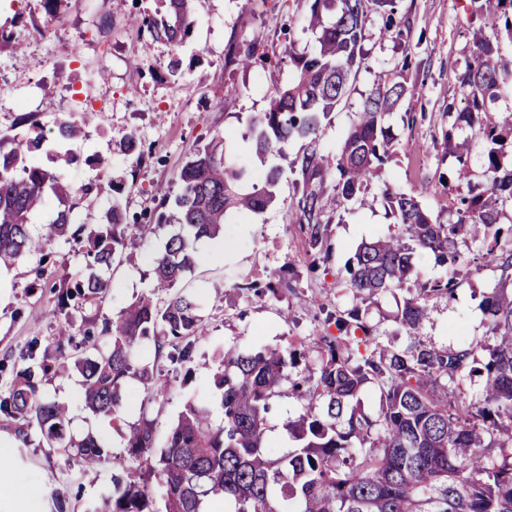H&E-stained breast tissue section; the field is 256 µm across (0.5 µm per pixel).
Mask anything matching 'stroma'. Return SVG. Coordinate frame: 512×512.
<instances>
[{"label":"stroma","mask_w":512,"mask_h":512,"mask_svg":"<svg viewBox=\"0 0 512 512\" xmlns=\"http://www.w3.org/2000/svg\"><path fill=\"white\" fill-rule=\"evenodd\" d=\"M156 8V0H61L50 15L41 0H0V29L27 42L20 54L0 49V136L27 132L28 126L20 122L25 115L48 131L61 118L80 116V101L95 108L83 137L65 146L74 158L67 168L70 181L97 186L92 196L68 199L74 224L103 222L116 197L129 215L158 212L154 186H177L179 172L195 151L227 130L235 134L230 151L246 166L252 182L264 178L246 138L248 123L266 110L274 87L292 76L285 45L301 49L312 43L304 30L309 0H279L275 5L265 0L250 12L242 11L241 0H202L180 52L183 77L177 83L167 71L169 47L139 32L144 14ZM487 15L485 0H398L402 35L397 39L383 36L381 17H369L362 42L365 64L325 122L320 146L326 151L337 148L374 81L404 78L410 92L389 118L396 135L394 155L368 187L372 205L332 216L331 259L323 270L313 269L297 226L286 221L294 194L288 171L279 183L277 202L267 211L232 218L223 237L199 242L209 257L180 288L200 298L208 334L197 343L189 370L169 372L171 390L158 419L159 432L176 423L188 400L215 399V356L226 343L257 350L302 339L309 363H318L317 336L327 315L352 305L340 280L356 244L394 230L380 200L384 187L418 196L441 221L450 219L457 162L441 147V130L448 125L449 112L466 104L456 74L471 57V29L484 24ZM106 19L111 28L103 34L99 28ZM257 39L274 49L266 61L248 69L226 64L229 45L243 47ZM409 114L416 118L410 127L404 122ZM132 134L140 149L124 152ZM98 156L109 158L111 168L99 169L94 162ZM160 246V237L146 234L139 266L114 270L104 317L115 318L139 295L156 291L150 258ZM53 249L59 262L46 273L48 287L31 288L30 260L0 269V359L18 356L31 338L54 333L58 295L51 284L74 275L83 259L75 244L65 240L54 242ZM282 267L288 270L289 285L277 297L257 301L231 289L236 281L267 282ZM499 278L493 267L462 274L454 299L431 302L420 340L440 348L456 347L463 340L492 344L480 302ZM407 296V291L392 290L365 312L383 345L402 349L410 342L394 320ZM81 380L76 370L67 369L46 383L43 393L70 406L76 432L90 430L102 437L115 455L113 466L86 472L56 449L35 445L12 463L17 476L39 481L43 494L67 486L75 512H86L111 485L113 470L130 463L123 436L76 396ZM301 411L291 396L275 401L267 428L276 453L292 449L287 424Z\"/></svg>","instance_id":"1"}]
</instances>
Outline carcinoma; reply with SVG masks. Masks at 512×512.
Masks as SVG:
<instances>
[{
  "instance_id": "cac0c4a2",
  "label": "carcinoma",
  "mask_w": 512,
  "mask_h": 512,
  "mask_svg": "<svg viewBox=\"0 0 512 512\" xmlns=\"http://www.w3.org/2000/svg\"><path fill=\"white\" fill-rule=\"evenodd\" d=\"M165 13L144 16L140 31L171 47L168 74L182 76L179 50L191 36L195 0H159ZM490 22L473 31V58L457 73L467 103L451 112L443 144L456 158V219L438 221L413 194L385 187L382 198L399 232L359 243L345 265L344 282L353 299L373 302L390 289H403L419 279L415 257L434 258L444 273L426 280L404 301L398 317L410 336H417L429 303L451 299L459 285L460 266L477 263L501 272L497 287L485 292L481 308L494 337L488 356L479 357L480 343L448 350L417 339L403 350H389L378 340L360 307L329 315L336 333L320 332L322 358L315 368L299 369L304 350L265 348L253 352L227 343L217 355L214 387L222 417L206 400H189L168 431L159 458L157 417L169 390L158 365L166 360L184 367L192 361L196 342L207 335L198 299L182 291L156 299L142 295L115 318L99 319L111 290L105 277L118 261L136 265V254L148 232L166 241L152 259L154 278L174 288L202 260L194 242L224 232L230 213L257 214L275 203L282 168L274 159L291 161L301 189L288 206L290 221L299 225L312 266L330 259L329 214L366 205L365 190L390 158L395 141L387 120L409 93L403 81L377 82L334 152L320 148L323 121L349 89L363 65L361 42L370 14L385 18L384 33L397 27V0H311L306 31L313 45H289L293 77L278 88L268 109L249 121L252 150L260 162L272 161L262 184L243 188L246 168L227 151L233 133L212 141L186 162L178 175L176 213L128 218L117 200L104 224H82L73 240L80 245L83 269L73 279L53 284L58 289L54 316L65 328L42 346L31 339L12 365L0 366L8 380L0 386V417L4 427L26 448L32 436L56 448L67 460L96 470L112 462L100 438L72 431L68 407L44 397L42 385L72 365L82 376V402L113 426L126 427V448L138 462L112 474V485L89 512H209L213 502L222 512H512V225L499 215L512 210V116L486 119L487 104L499 97L505 78L512 77V0H494ZM268 58L257 40L245 48L230 46L227 61L248 67ZM82 132V123L64 120L52 141L60 145ZM485 146L487 188L474 193L468 179L473 139ZM33 130L0 145V267L23 256L36 260L41 286L50 247L69 234L70 211L34 228L48 192L90 196L91 183L74 185L66 167L43 168L30 156L51 141ZM479 244L469 260L460 246ZM232 289L263 300L277 296L270 283L235 282ZM81 315L72 331L71 311ZM154 347V361H145L143 344ZM482 378L480 395L469 400L448 395V383L463 376ZM132 379L145 395L134 423L118 410ZM303 412L288 422L297 446L282 456L271 452L267 416L283 386ZM379 390V407L361 408L367 387ZM508 431L509 443L497 435ZM162 488L156 507L154 484ZM55 512H70L67 488L51 491Z\"/></svg>"
}]
</instances>
